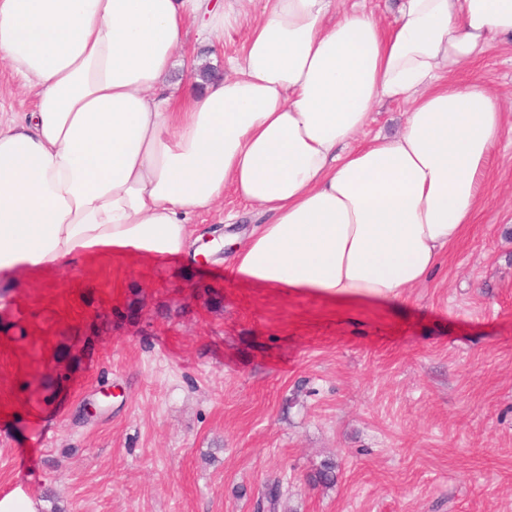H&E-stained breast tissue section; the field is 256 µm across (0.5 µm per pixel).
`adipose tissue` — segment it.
I'll list each match as a JSON object with an SVG mask.
<instances>
[{
  "label": "adipose tissue",
  "mask_w": 512,
  "mask_h": 512,
  "mask_svg": "<svg viewBox=\"0 0 512 512\" xmlns=\"http://www.w3.org/2000/svg\"><path fill=\"white\" fill-rule=\"evenodd\" d=\"M247 24L223 76L175 82L187 34ZM512 40V0H0V63L34 95L0 113V282L181 256L232 190L262 218L240 279L355 307L431 277L472 223L502 105L448 81ZM409 110L364 138L373 108Z\"/></svg>",
  "instance_id": "ef3b65f1"
}]
</instances>
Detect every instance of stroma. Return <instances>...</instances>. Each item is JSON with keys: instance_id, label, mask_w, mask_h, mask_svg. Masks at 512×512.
I'll use <instances>...</instances> for the list:
<instances>
[{"instance_id": "1", "label": "stroma", "mask_w": 512, "mask_h": 512, "mask_svg": "<svg viewBox=\"0 0 512 512\" xmlns=\"http://www.w3.org/2000/svg\"><path fill=\"white\" fill-rule=\"evenodd\" d=\"M221 46L188 60L223 71ZM478 77L512 127V42ZM190 260H115L84 288L0 287V493L59 512H512V138L483 203L403 301L356 308L241 281L259 218L232 191ZM67 376L47 392L45 376ZM332 462L335 480L312 475Z\"/></svg>"}]
</instances>
